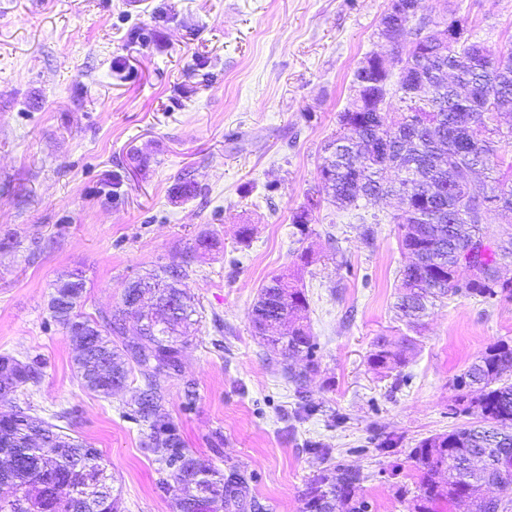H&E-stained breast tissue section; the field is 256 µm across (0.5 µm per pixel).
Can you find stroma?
<instances>
[{
    "mask_svg": "<svg viewBox=\"0 0 512 512\" xmlns=\"http://www.w3.org/2000/svg\"><path fill=\"white\" fill-rule=\"evenodd\" d=\"M390 3L141 0L131 13L123 0H0V352L40 373L0 412H66V432L102 452L121 512H173L175 488L160 486L133 418L139 373L107 399L80 383L49 307L73 272L81 312L97 317L127 283L191 255L181 286L196 323L179 372L158 378L164 411L190 452L246 476L262 512H301L309 481L339 463L362 472L370 512H410L411 448L470 421L455 379L512 341V300L438 304L396 381L368 363L376 337L408 331L394 200L368 206V247L358 211L327 200L308 234L291 222L320 181L354 69L387 51ZM420 12L459 20L491 51L512 47V0H421ZM182 175L196 196L173 197ZM277 275L309 300L316 367L301 390L252 327Z\"/></svg>",
    "mask_w": 512,
    "mask_h": 512,
    "instance_id": "35a3bbf8",
    "label": "stroma"
}]
</instances>
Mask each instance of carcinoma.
<instances>
[{
  "instance_id": "1",
  "label": "carcinoma",
  "mask_w": 512,
  "mask_h": 512,
  "mask_svg": "<svg viewBox=\"0 0 512 512\" xmlns=\"http://www.w3.org/2000/svg\"><path fill=\"white\" fill-rule=\"evenodd\" d=\"M420 0H401L386 13L382 31L399 33L415 20ZM418 52L406 64L417 72L397 79L374 67L358 66L353 95L337 115V130L324 146L321 183L292 214L300 234L308 231L321 195L342 209L368 208L384 195L399 200L390 223L398 225L401 249L409 262L400 270L396 308L408 326L422 324L429 308L448 296L489 303L512 299V280L501 267L512 264V228L491 244L482 233L499 209L512 210V178L497 177L489 191L470 185L473 166L491 168L499 158L494 109L512 111V50L495 55L467 38L449 46L415 24ZM454 67L444 84L433 73ZM468 256L470 275L460 280V258ZM183 258L123 288L112 312L93 319L77 311L86 285L75 274L56 280L50 300L53 318L75 346L74 364L84 389L108 398L115 383L126 384L138 370L145 388L136 413L149 429V444L161 470L179 487L175 512H221L243 506L245 479L224 476L212 463L184 448L176 426L161 413L163 396L156 378L180 368L190 342L195 313L179 288L188 276ZM309 306L303 289L284 275L265 285L252 309L255 331L284 361L288 380L302 385L310 371L289 360L311 359L315 343L301 313ZM136 336L126 339L127 323ZM414 348L409 336L399 344L378 337L368 355L374 369L394 370ZM38 382L36 368L11 353H0V396ZM457 401L476 421L421 440L410 452L421 473L413 512H439L442 504L465 501L471 512H512V345L487 346L456 379ZM97 449L63 427L23 409L0 415V485L13 489L0 497V512H119V497L92 481L104 476ZM358 471L321 472L303 493L302 512H367L354 498ZM501 496L486 499L487 487Z\"/></svg>"
}]
</instances>
